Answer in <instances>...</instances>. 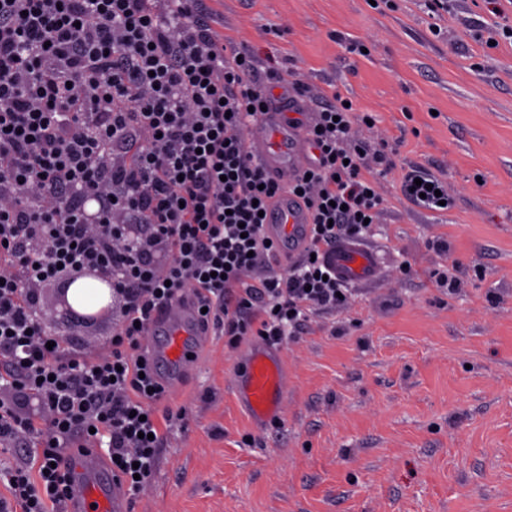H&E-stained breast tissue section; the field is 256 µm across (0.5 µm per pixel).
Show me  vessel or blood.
<instances>
[{
	"label": "vessel or blood",
	"mask_w": 512,
	"mask_h": 512,
	"mask_svg": "<svg viewBox=\"0 0 512 512\" xmlns=\"http://www.w3.org/2000/svg\"><path fill=\"white\" fill-rule=\"evenodd\" d=\"M306 123V113L281 97L252 129L249 151L269 179L283 182L311 167L316 151L305 133ZM310 231L311 215L301 200L284 194L270 203L264 233L276 243L279 262H296L308 245ZM329 259L337 275L348 282L369 281L376 264L368 247L350 242L337 244ZM149 332L161 338L153 348V359L166 364L158 381L163 388H172L194 371L208 333L195 299L187 296L164 306L153 315ZM239 374V393L253 418L262 422L280 415L287 381L279 353L261 347L243 352ZM112 486L98 449H73L69 512H127L126 502L113 494Z\"/></svg>",
	"instance_id": "b4317fda"
}]
</instances>
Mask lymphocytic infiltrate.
<instances>
[{"mask_svg": "<svg viewBox=\"0 0 512 512\" xmlns=\"http://www.w3.org/2000/svg\"><path fill=\"white\" fill-rule=\"evenodd\" d=\"M0 0V449L35 438L32 459L0 465V512H68L69 448H97L132 501L149 482L163 397L142 351L152 314L193 296L230 344L279 342L305 311L342 306L324 258L359 239L383 199L363 174L384 150L356 142L341 96L308 134L319 155L268 180L247 132L284 78L256 80L251 50L224 42L201 0ZM312 217L305 255L273 271L261 213L281 193ZM148 236L114 229L117 216ZM105 266L119 286L109 352L63 353L37 285L59 269Z\"/></svg>", "mask_w": 512, "mask_h": 512, "instance_id": "obj_1", "label": "lymphocytic infiltrate"}]
</instances>
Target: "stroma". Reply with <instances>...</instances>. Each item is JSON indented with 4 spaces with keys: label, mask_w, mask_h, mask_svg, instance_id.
<instances>
[{
    "label": "stroma",
    "mask_w": 512,
    "mask_h": 512,
    "mask_svg": "<svg viewBox=\"0 0 512 512\" xmlns=\"http://www.w3.org/2000/svg\"><path fill=\"white\" fill-rule=\"evenodd\" d=\"M215 30L300 83L299 104L339 94L392 151L364 245L375 277L278 345L280 418L237 399L240 354L211 332L159 416L182 413L127 512H512V0H205ZM287 22V33L275 24ZM411 167L452 201L416 208ZM452 271L455 292L435 272ZM42 310L64 351L94 355L114 324Z\"/></svg>",
    "instance_id": "stroma-1"
}]
</instances>
